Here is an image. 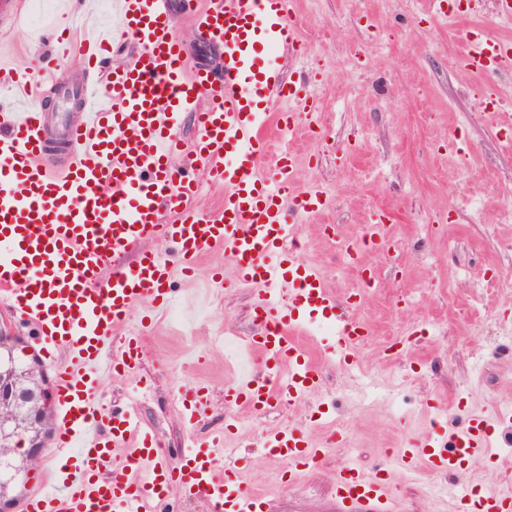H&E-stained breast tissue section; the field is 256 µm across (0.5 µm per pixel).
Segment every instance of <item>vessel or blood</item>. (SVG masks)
Wrapping results in <instances>:
<instances>
[{"mask_svg":"<svg viewBox=\"0 0 512 512\" xmlns=\"http://www.w3.org/2000/svg\"><path fill=\"white\" fill-rule=\"evenodd\" d=\"M215 64L191 66L171 17L172 0H114L111 37L73 39L75 19L63 17L52 35L54 53L26 68L0 53V81L11 84L0 109V299H9L38 345L60 349L57 398L64 416L58 445L70 449L66 471L30 497L25 512H154L170 487L206 500L210 512H263L234 468L224 463L223 434L189 440L162 460L158 444L135 408L105 405L100 380L135 372L142 361L138 334L117 336L134 310L163 312L176 276H192L198 259L220 248L238 284L255 287L256 330L237 380L225 386L230 407L263 413L299 400L321 385V367L298 340L309 319L336 328L333 353L349 356L363 337L321 275L298 263L291 243L295 216L325 206L322 192H296L295 157L272 152L269 128L295 130L299 110L317 111L309 81L285 83L271 50L292 48L295 0H184ZM460 65L482 76L512 64V39L479 26L460 31ZM132 43L130 62L108 64L114 44ZM82 58L80 80L66 85L58 70ZM54 91L57 107L35 100ZM76 109L77 121L67 117ZM197 133L181 136L184 114ZM224 187L218 215L197 210V170ZM155 249H146V242ZM186 421L210 404L205 387L184 392ZM432 429L410 439L397 464L448 472L462 461L494 456L490 429L512 420L478 414L444 435L440 406H430ZM264 448L305 466L321 454L306 430L266 434ZM387 478L354 464L335 477L342 512L359 505L383 512ZM476 512H512V498L487 493Z\"/></svg>","mask_w":512,"mask_h":512,"instance_id":"b4317fda","label":"vessel or blood"}]
</instances>
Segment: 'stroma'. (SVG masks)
I'll use <instances>...</instances> for the list:
<instances>
[{"label": "stroma", "mask_w": 512, "mask_h": 512, "mask_svg": "<svg viewBox=\"0 0 512 512\" xmlns=\"http://www.w3.org/2000/svg\"><path fill=\"white\" fill-rule=\"evenodd\" d=\"M70 10L62 0L40 27L12 31L20 63L51 51L57 14ZM292 19L301 49L276 54V63L286 79L311 76L320 103L317 115H301L291 140L294 187L327 194L326 209L299 222L306 247L298 258L341 297L353 271L335 263L337 244L323 225L350 240L380 219L390 239L361 257L375 284L353 312L368 330L354 353L359 373L349 375L323 353L320 325L308 323L300 340L321 361L320 389L287 411L227 410L224 388L240 368L212 338L227 329L252 335L257 294L244 286L224 290L183 321L163 316L145 327L141 313H131L119 332H142V363L104 382L105 400L125 404L137 383L149 385L138 412L167 449L223 430L227 415L243 421L228 445L246 458L244 484L268 512H339L333 482L349 459L366 473L387 470L391 512H455L442 493L453 482L512 493V427L494 429L496 456L454 473L392 469L387 454L428 432L427 404L443 408L451 434L468 414L512 407V357L500 354L504 329L512 327V291L495 285L500 273L512 272V250L504 248L512 223L500 219L512 190V105L492 121L479 107L482 93L512 86V67L480 79L462 70L456 30L437 19L432 0H297ZM375 30L387 37L378 51ZM356 50L365 54L359 65ZM475 196L482 200L477 214L467 204ZM410 330L424 331V339L389 356L388 347ZM198 386L209 390L210 407L190 426L175 396ZM322 411L347 426L338 445L316 423ZM283 426L305 428L322 450L320 462L284 472L261 446L266 432Z\"/></svg>", "instance_id": "obj_1"}]
</instances>
